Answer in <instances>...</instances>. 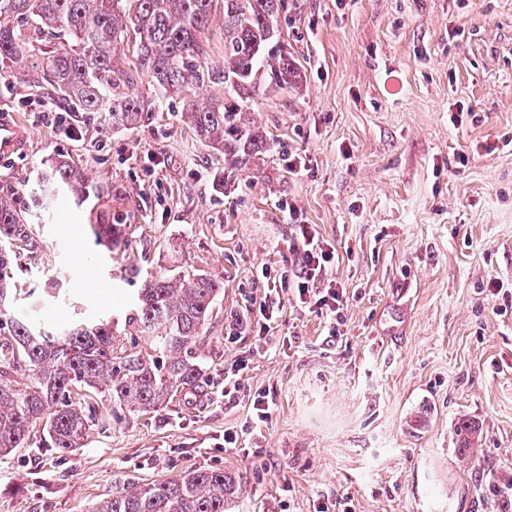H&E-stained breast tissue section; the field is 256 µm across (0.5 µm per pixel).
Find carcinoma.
<instances>
[{
    "instance_id": "cac0c4a2",
    "label": "carcinoma",
    "mask_w": 512,
    "mask_h": 512,
    "mask_svg": "<svg viewBox=\"0 0 512 512\" xmlns=\"http://www.w3.org/2000/svg\"><path fill=\"white\" fill-rule=\"evenodd\" d=\"M224 6V61L210 59L203 36ZM287 0H0V66L23 50L32 72L75 112H98L112 127H134L164 101L182 103L184 122L200 142L224 156V172H250L269 149L252 117L261 88L296 86L299 65L272 43ZM146 83V94L139 85ZM224 88L201 98L205 85ZM92 190L80 170L59 161L33 191L44 210L62 196L79 201ZM0 236L35 256L41 244L7 200H0ZM14 279L11 253L0 249V307ZM224 280L207 274L158 272L142 279L125 326L126 346L112 321L76 320L63 328L39 318L0 314V455L24 447L29 427L46 421L36 448L68 453L96 426V407L77 399L93 390L119 422L131 412L156 411L185 388L205 390L195 356L199 333L213 313ZM146 347L138 348L136 337ZM25 369L30 383L10 372ZM237 481L222 469L195 468L167 480L112 492L93 512H228Z\"/></svg>"
}]
</instances>
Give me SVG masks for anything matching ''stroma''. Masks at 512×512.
<instances>
[{
  "instance_id": "stroma-1",
  "label": "stroma",
  "mask_w": 512,
  "mask_h": 512,
  "mask_svg": "<svg viewBox=\"0 0 512 512\" xmlns=\"http://www.w3.org/2000/svg\"><path fill=\"white\" fill-rule=\"evenodd\" d=\"M276 28L303 82L255 98L272 149L222 186L223 156L178 102L133 129L76 113L70 140L40 113L46 88L0 77V110L28 131L0 158V198L45 248L19 256L12 311L38 309L52 327L108 318L120 334L129 257L146 275L224 280L196 348L206 391L115 423L101 404L103 427L76 451L0 457V512H92L127 482L201 466L239 477L231 512L340 498L351 512H505L491 488L512 473V0H288ZM292 153L307 156L303 175L289 173ZM58 160L100 191L36 209L31 190ZM288 200L335 248L325 278L345 304L336 321L283 300L261 339L257 271L291 236ZM50 279L66 300L44 295ZM492 281L505 294L490 296ZM259 388L276 407L256 425ZM228 429L239 447H225Z\"/></svg>"
}]
</instances>
